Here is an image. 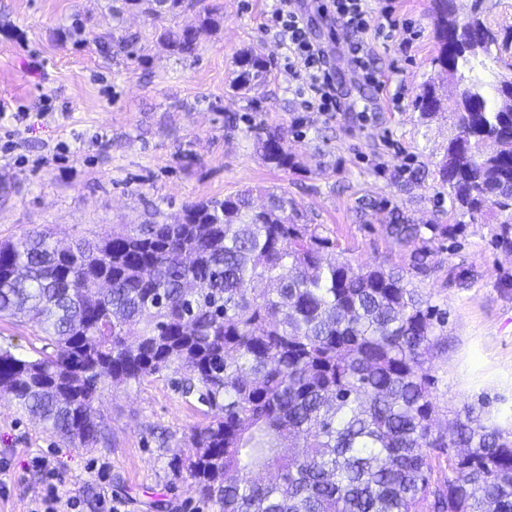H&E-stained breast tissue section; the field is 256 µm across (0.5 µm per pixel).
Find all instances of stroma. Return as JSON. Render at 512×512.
Segmentation results:
<instances>
[{
  "mask_svg": "<svg viewBox=\"0 0 512 512\" xmlns=\"http://www.w3.org/2000/svg\"><path fill=\"white\" fill-rule=\"evenodd\" d=\"M216 27L200 31L194 57L170 55L151 22L112 15V0H0V241L32 231L67 244L98 239L120 224L171 223L185 204L245 187L287 191L309 223L334 243L329 258L356 266L404 265L411 247L382 228L395 213L416 224H461L437 244L433 270L415 284L444 321L445 343L427 364L438 408L434 426L474 408L512 427V252L496 241L489 217L452 210L436 165L454 134L455 89L421 121V84L434 75L430 0H371L373 22L392 11L388 39L370 37L379 83L357 82L340 48L348 31L328 0H297L313 37L330 53L339 107L298 123L295 81L285 48L267 34L274 0H216ZM85 33L72 34L75 18ZM139 33L132 51L103 53L98 37ZM271 62L260 97L229 88L240 49ZM261 124L287 133L295 165H268L247 136ZM424 170L406 183L409 170ZM0 345L36 357L45 342L31 320L0 319ZM206 406L181 393L172 373L104 387L98 414L108 447L74 448L0 399V512H32L57 487V512H214L190 480L173 479L172 456H187Z\"/></svg>",
  "mask_w": 512,
  "mask_h": 512,
  "instance_id": "1",
  "label": "stroma"
}]
</instances>
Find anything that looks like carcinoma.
<instances>
[{"label": "carcinoma", "instance_id": "carcinoma-1", "mask_svg": "<svg viewBox=\"0 0 512 512\" xmlns=\"http://www.w3.org/2000/svg\"><path fill=\"white\" fill-rule=\"evenodd\" d=\"M119 2L112 13L151 18L178 58L196 54V30L168 18L218 23L204 0ZM479 12L461 17L455 0H432V66L462 88L438 174L461 214L507 215L496 240L511 250L512 95L498 81L512 76V58L488 40ZM233 74L231 89L248 96L271 72L246 48ZM416 102L432 117L435 83ZM249 133L266 163L295 165L284 132ZM460 230L398 215L384 232L414 246L410 263L355 267L325 257L329 239L288 192L247 187L186 204L174 224L114 230L66 253L47 231L1 242L0 318H34L54 350L23 358L0 347V393L60 439L93 448L107 442L95 415L105 382L172 372L209 416L172 475L194 480L220 512H512V433L472 408L446 431L432 426L425 364L439 337L412 279Z\"/></svg>", "mask_w": 512, "mask_h": 512}]
</instances>
